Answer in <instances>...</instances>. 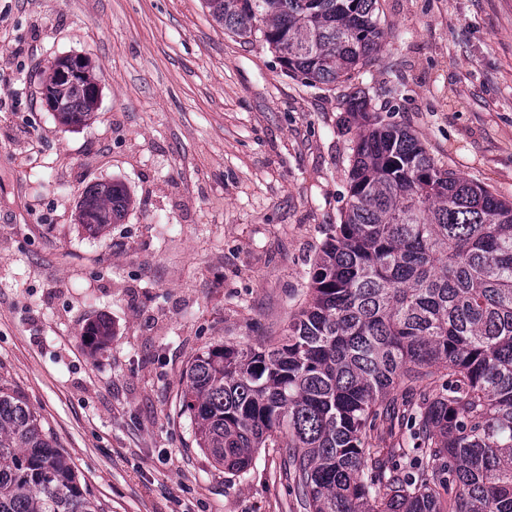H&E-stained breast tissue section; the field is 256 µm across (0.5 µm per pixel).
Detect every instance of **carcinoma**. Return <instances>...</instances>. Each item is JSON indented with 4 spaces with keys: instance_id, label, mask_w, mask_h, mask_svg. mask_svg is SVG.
I'll use <instances>...</instances> for the list:
<instances>
[{
    "instance_id": "1",
    "label": "carcinoma",
    "mask_w": 512,
    "mask_h": 512,
    "mask_svg": "<svg viewBox=\"0 0 512 512\" xmlns=\"http://www.w3.org/2000/svg\"><path fill=\"white\" fill-rule=\"evenodd\" d=\"M240 38L260 36L290 76L347 82L381 48L379 0H204ZM59 120L94 117L99 78L46 77ZM359 121L350 200L309 281L310 299L269 347L194 354L180 406L214 461L243 472L282 435L306 512H512V203L442 169L406 128L349 96ZM131 206L88 188L96 237ZM442 374L439 392L402 406ZM404 426L417 456L371 455L368 434ZM0 512H101L30 407L0 387Z\"/></svg>"
}]
</instances>
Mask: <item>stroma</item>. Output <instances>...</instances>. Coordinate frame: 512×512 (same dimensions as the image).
Masks as SVG:
<instances>
[{
	"label": "stroma",
	"mask_w": 512,
	"mask_h": 512,
	"mask_svg": "<svg viewBox=\"0 0 512 512\" xmlns=\"http://www.w3.org/2000/svg\"><path fill=\"white\" fill-rule=\"evenodd\" d=\"M380 24L350 84L309 87L203 0H0V386L105 512H303L284 449L224 469L178 403L195 353L276 344L303 304L349 203L350 88L512 202V0H380ZM62 56L101 74L81 126L46 105ZM113 182L134 204L89 237ZM131 206L127 190L116 183H99L88 188L81 200L78 223L96 237L111 224L121 223Z\"/></svg>",
	"instance_id": "stroma-1"
}]
</instances>
